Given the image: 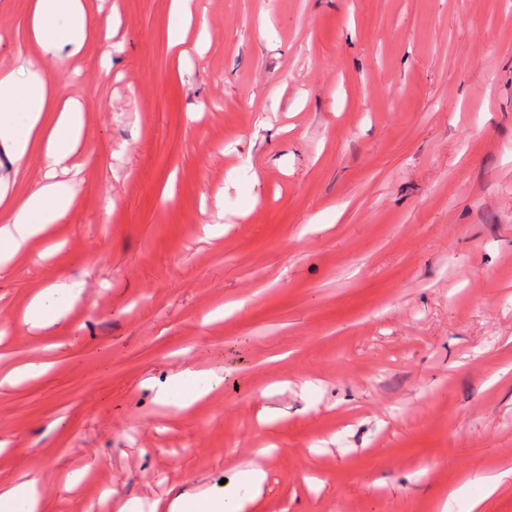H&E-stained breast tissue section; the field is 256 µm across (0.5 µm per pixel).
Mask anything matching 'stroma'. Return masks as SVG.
<instances>
[{
    "label": "stroma",
    "mask_w": 512,
    "mask_h": 512,
    "mask_svg": "<svg viewBox=\"0 0 512 512\" xmlns=\"http://www.w3.org/2000/svg\"><path fill=\"white\" fill-rule=\"evenodd\" d=\"M85 5L111 41L39 54L78 198L0 273V375L50 364L0 389V487L118 512L255 461L261 512H437L466 477L468 512L512 466V0H194L184 61L170 0ZM35 52L0 0V72ZM187 367L224 381L184 410ZM66 308L51 301L49 294L35 296L27 307L24 322L31 329H45L57 325L66 313ZM512 467L503 468L495 473L480 477L478 481L482 485V494L474 497L469 502V512H483L484 502L492 496L499 487L507 480L511 481Z\"/></svg>",
    "instance_id": "obj_1"
}]
</instances>
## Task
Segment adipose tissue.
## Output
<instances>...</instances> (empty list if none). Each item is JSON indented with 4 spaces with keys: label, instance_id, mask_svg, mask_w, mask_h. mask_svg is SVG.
Returning a JSON list of instances; mask_svg holds the SVG:
<instances>
[{
    "label": "adipose tissue",
    "instance_id": "ef3b65f1",
    "mask_svg": "<svg viewBox=\"0 0 512 512\" xmlns=\"http://www.w3.org/2000/svg\"><path fill=\"white\" fill-rule=\"evenodd\" d=\"M30 33L43 51L80 48L90 30L91 16L82 0H30ZM26 78L0 74V151L12 171H20L30 159L32 145H39L43 180L20 198L9 195V181L0 176V270L9 268L28 242L48 225L63 221L72 209L77 186L58 179L67 170L81 142L83 107L74 99L59 101L58 89L40 73V61L25 60ZM58 113L51 127L42 124L50 108ZM248 493L237 488L212 497L182 492L173 497L168 512H259L266 474L244 470ZM0 512H44V494L35 477L0 487Z\"/></svg>",
    "mask_w": 512,
    "mask_h": 512
}]
</instances>
